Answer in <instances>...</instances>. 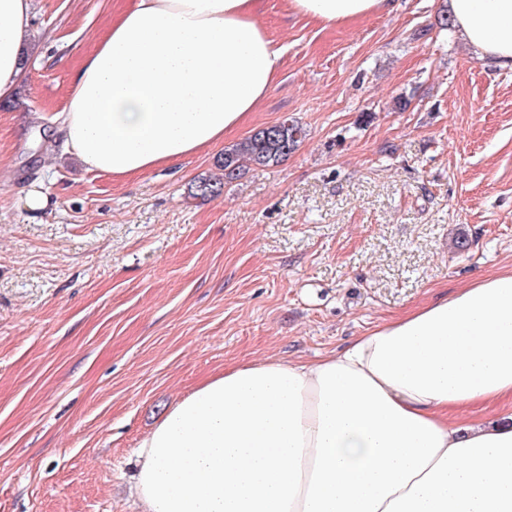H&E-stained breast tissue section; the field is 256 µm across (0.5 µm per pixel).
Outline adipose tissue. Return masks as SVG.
<instances>
[{
    "label": "adipose tissue",
    "instance_id": "obj_1",
    "mask_svg": "<svg viewBox=\"0 0 512 512\" xmlns=\"http://www.w3.org/2000/svg\"><path fill=\"white\" fill-rule=\"evenodd\" d=\"M328 26L389 0H286ZM473 55L512 71V0H445ZM33 0H0V100L22 85ZM256 0H128L77 69L58 129L90 170L138 175L223 140L274 85ZM512 272L311 362L238 364L138 447L143 512H512ZM512 414V399H504L493 404H480L471 407L461 414L462 419H484Z\"/></svg>",
    "mask_w": 512,
    "mask_h": 512
}]
</instances>
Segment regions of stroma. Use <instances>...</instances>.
<instances>
[{"label":"stroma","instance_id":"stroma-1","mask_svg":"<svg viewBox=\"0 0 512 512\" xmlns=\"http://www.w3.org/2000/svg\"><path fill=\"white\" fill-rule=\"evenodd\" d=\"M440 4L324 27L259 0L271 94L222 143L116 178L56 131L125 0H34L0 101V512H141L140 441L211 375L314 360L512 269V71L439 30ZM286 118L307 131L286 161L194 198Z\"/></svg>","mask_w":512,"mask_h":512}]
</instances>
